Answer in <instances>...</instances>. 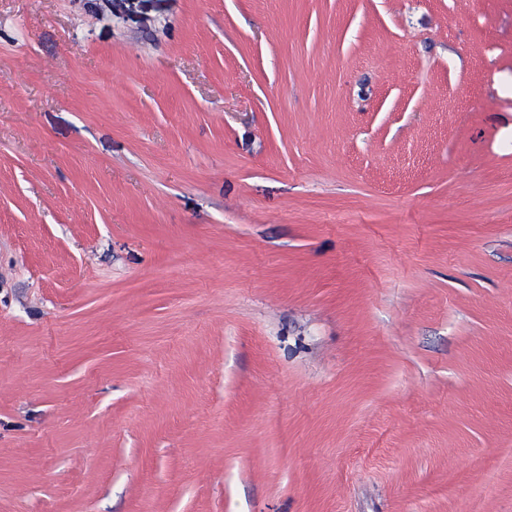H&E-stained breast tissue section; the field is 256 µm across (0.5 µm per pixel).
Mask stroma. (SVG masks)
I'll return each instance as SVG.
<instances>
[{"label":"stroma","instance_id":"obj_1","mask_svg":"<svg viewBox=\"0 0 512 512\" xmlns=\"http://www.w3.org/2000/svg\"><path fill=\"white\" fill-rule=\"evenodd\" d=\"M0 512H512V0H0Z\"/></svg>","mask_w":512,"mask_h":512}]
</instances>
